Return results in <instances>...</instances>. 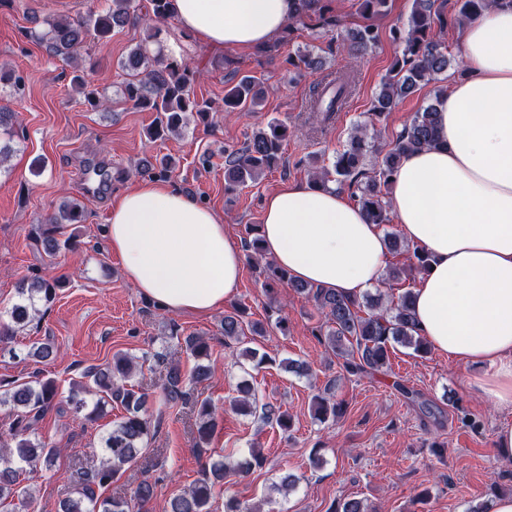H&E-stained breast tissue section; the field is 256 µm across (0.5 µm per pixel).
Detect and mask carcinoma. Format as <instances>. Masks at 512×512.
<instances>
[{
	"instance_id": "cac0c4a2",
	"label": "carcinoma",
	"mask_w": 512,
	"mask_h": 512,
	"mask_svg": "<svg viewBox=\"0 0 512 512\" xmlns=\"http://www.w3.org/2000/svg\"><path fill=\"white\" fill-rule=\"evenodd\" d=\"M296 17L288 24L284 33L291 35L298 26L319 28L327 33L340 26L337 15L330 13L324 0H299ZM436 0H413L407 26L391 29L393 41L399 53L389 74L383 79L375 98L372 116L381 119L393 110L398 101L421 82H430L448 71L449 60L441 36L450 25L478 15L491 0H460L458 13L447 16L435 8ZM150 11L145 20L146 41L139 44L123 64L129 79L124 87L125 98L136 105L157 113L149 127L151 138L163 139L178 131L186 113L190 112L206 121L212 107L199 101L191 92L196 80L195 72L186 63L167 61L150 53L146 42L156 35L153 23H166L170 19L168 0H149ZM387 0H358V12L364 23L348 31L343 49L349 56L364 54L379 39L378 29L372 19L385 13ZM139 19L136 0H110V4L99 13H90L80 18H60L47 22V27L34 32L37 41L46 44L49 50L71 60L77 59V49L86 32L92 30L100 38L111 36L116 27H123ZM87 102L96 109L106 108L107 100L99 91L84 80L78 83ZM355 90V77L348 72L327 73L310 86L309 111L321 115V121L329 123L335 113L342 111ZM263 83L252 75H243L224 94V111L241 112L254 107L263 100ZM16 114L0 108V168L11 152L10 142L17 137ZM291 135L288 125L272 120L265 129L253 133L241 147L227 153L224 166L228 188L245 186L255 181L267 169L273 167L282 155V146ZM437 144L436 107L428 104L416 112L403 132L384 149L376 144V138L367 134L366 126H356L346 147L337 152L331 166L316 172L313 183L327 186L334 182L339 188H348L352 199L361 208L371 224L390 222L389 204L384 188L388 187L394 172L409 153ZM378 157L371 172H364L368 155ZM83 218V207L71 203L48 215L35 225L36 239L40 240L44 252L53 256L74 246V236L63 237V225L79 224ZM259 226H249V238L245 250L260 259L265 258L260 246ZM390 251L405 254L410 264L392 271V278L426 270L429 256L419 246L408 243L394 234L387 235ZM262 285L270 303L277 302L275 286L286 284L296 293L312 300L324 313L325 321L312 329V335L338 358L344 359V367L352 373L378 371L389 363L390 348L395 345L413 350L417 355L428 353L429 344L419 332L412 309V291L407 290L389 305H382L381 297L365 295L348 298L329 288H314L296 282L285 270L273 261L260 267ZM67 285L63 277L44 278L34 273L20 282L17 301L0 315V342L12 339L28 328L41 314L38 304L54 302L58 291ZM246 308L237 307L235 312L224 315V340H233L242 345L239 356L249 366L260 369L269 362L259 350L245 345L246 334L264 335V327L245 319ZM186 347L195 359L189 379H184L177 365L167 362L163 353L154 354L156 363L165 367L166 379L162 386L167 403L189 401L190 393L184 383L200 384L211 378L210 366L203 360L210 357L211 345L204 336H189ZM136 370L133 358L117 352L112 363L105 367L89 366L70 383L66 401L58 400L59 388L52 379L0 384V408L7 410L12 418L8 435L10 441L0 438V504L16 498L30 501V488L23 485L20 476L25 472L51 471L61 455L56 448L35 436L38 424L53 408L66 403L73 412L88 422L97 421L103 408L114 402L121 405L125 415L101 436V454L87 459L69 480L75 491L60 502L59 512H132L131 502H136L141 512H149L148 505L155 497L156 483L139 482L131 498L121 496L103 497L98 490L109 486L124 468L135 462L155 432L156 425L145 413L148 389L143 384H131ZM397 391L417 404L420 413L434 420L442 417V410L428 400L419 399L418 393L403 384H396ZM239 409L256 415L261 421L276 425L287 432L292 426L291 417L279 407L260 400L254 385L245 381L239 386ZM87 394L97 400L88 405ZM315 415L321 421L334 418L343 412V406L327 396L315 397ZM198 423L197 447L209 445L218 427L215 407L208 399L195 400ZM261 465L260 453L247 449V454L235 461L227 457L213 458L209 455L202 461L203 478L188 489L169 498L163 512H210V501L215 486L229 474L244 475ZM331 512H374V507L361 498L338 501Z\"/></svg>"
}]
</instances>
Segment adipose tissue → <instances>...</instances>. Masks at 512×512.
Returning <instances> with one entry per match:
<instances>
[{
    "instance_id": "1",
    "label": "adipose tissue",
    "mask_w": 512,
    "mask_h": 512,
    "mask_svg": "<svg viewBox=\"0 0 512 512\" xmlns=\"http://www.w3.org/2000/svg\"><path fill=\"white\" fill-rule=\"evenodd\" d=\"M297 0H170L182 33L213 48L262 45ZM463 79L436 99L437 146L407 156L389 206L403 237L430 255L413 311L433 349L477 368L473 385L512 409V0L461 27ZM105 235L139 293L169 313L207 315L232 301L243 254L224 219L166 181L145 179L112 203ZM269 259L299 282L356 297L388 261L381 225L334 188L288 184L264 201Z\"/></svg>"
}]
</instances>
